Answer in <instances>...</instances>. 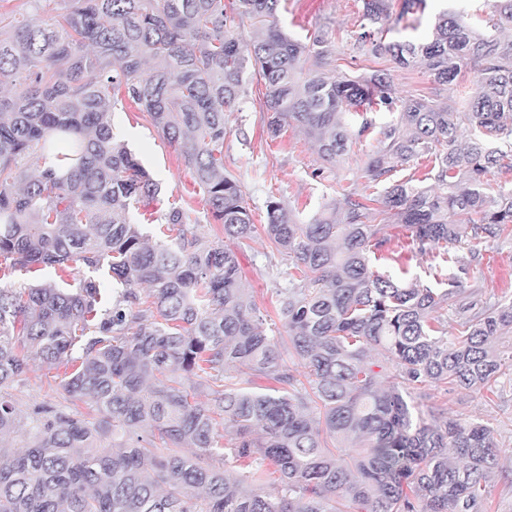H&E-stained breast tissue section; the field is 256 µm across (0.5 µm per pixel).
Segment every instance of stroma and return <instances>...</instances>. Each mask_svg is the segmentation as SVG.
I'll return each mask as SVG.
<instances>
[{"label": "stroma", "instance_id": "35a3bbf8", "mask_svg": "<svg viewBox=\"0 0 512 512\" xmlns=\"http://www.w3.org/2000/svg\"><path fill=\"white\" fill-rule=\"evenodd\" d=\"M494 0H425L414 15L394 25L385 33V41H423L430 34L436 16L442 11H465L488 15ZM280 26L297 39L324 32L331 43L330 68L336 76L364 75L375 69L389 70L398 93L426 95L436 92L449 106L458 104V88L433 85L427 73L418 69L394 67L389 57L363 55L356 38L362 30V0H280ZM265 92L263 83L250 81L248 96L236 111L225 116L224 170L236 176L251 209L255 224L266 221L268 201H280L300 221H308L342 192L369 194L373 186L364 176L367 155L377 145L376 134H369L362 144L348 148L336 162L323 161L305 133L291 126L278 139H271L259 109ZM112 127L159 183L161 193L149 213L135 214L136 223L145 224L150 214L166 212L177 205L196 219L202 234L213 241L221 232L214 224L204 196L186 167L178 150L157 129L142 118L133 105H125L112 114ZM389 233L398 250L397 260H381L379 271L429 281L430 256L411 249L407 232L401 226L390 227ZM459 267L452 273L473 289L476 303L496 296L512 298V239L489 243L481 261L474 262L465 249H458ZM243 277L253 301L270 316L278 314V289L287 287L286 272L290 262L278 252L265 235H257L249 247L239 254ZM9 394L21 417H28L33 404L45 402L68 406L81 415H89L90 401H69L60 385L55 367L34 360L21 381L14 383ZM416 402L434 411L463 420L490 423L497 431L499 465L488 483L485 500L478 512H512V383L494 398L474 390L450 393L430 387L413 390Z\"/></svg>", "mask_w": 512, "mask_h": 512}]
</instances>
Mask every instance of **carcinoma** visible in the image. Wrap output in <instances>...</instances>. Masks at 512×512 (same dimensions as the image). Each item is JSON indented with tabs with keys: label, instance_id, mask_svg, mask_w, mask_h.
<instances>
[{
	"label": "carcinoma",
	"instance_id": "1",
	"mask_svg": "<svg viewBox=\"0 0 512 512\" xmlns=\"http://www.w3.org/2000/svg\"><path fill=\"white\" fill-rule=\"evenodd\" d=\"M60 2L49 22L0 12V279L18 267L65 276L73 263L91 275L74 288L0 287V391L32 359L62 364L65 392L97 418L34 405L25 448L0 445V512H476L498 465L495 430L426 414L412 390L498 394L512 381L499 349L512 301L475 311L457 278L432 288L373 269L370 255L390 258L389 222L445 262L450 245L479 261L485 243L512 236V191L491 179L512 173V152L485 144L512 138V39L490 33L512 22V0L476 22L443 11L422 43L376 39L422 0H363V53L438 85L476 70L460 112L399 95L382 70L336 78L328 39L288 36L280 0ZM245 18L249 39L235 32ZM249 73L265 86L269 135L298 125L326 162L372 125L347 122L351 108L395 114L364 170L381 192L345 193L306 224L270 200L257 227L224 173L225 112ZM123 102L180 151L236 248L175 207L163 217L170 242H149L133 210L160 189L113 134ZM33 150L29 175L20 160ZM425 155L431 184L390 182ZM260 230L291 259L277 290L284 335L268 334L238 258ZM103 268L119 285L110 301L92 277ZM20 424L0 394V439Z\"/></svg>",
	"mask_w": 512,
	"mask_h": 512
}]
</instances>
